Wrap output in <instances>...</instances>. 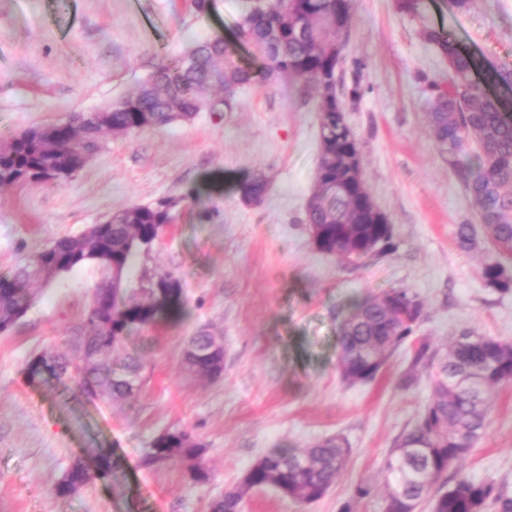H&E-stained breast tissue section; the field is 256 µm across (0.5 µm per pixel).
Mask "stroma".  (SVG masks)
Segmentation results:
<instances>
[{"mask_svg":"<svg viewBox=\"0 0 512 512\" xmlns=\"http://www.w3.org/2000/svg\"><path fill=\"white\" fill-rule=\"evenodd\" d=\"M423 19L395 0H354L339 72L359 85L346 119L361 148L362 177L393 227V245L358 265L318 251L304 222L320 153L319 98L295 79L243 89L231 112H200L188 122L105 136L102 149L60 186L0 187V275L10 274L62 237H77L120 210L160 198L174 220L137 260L181 286L180 318L134 329L115 357L140 364L124 400L83 394L74 382L29 383L30 355L69 350L100 281L84 265L30 287L25 315L0 333V512H209L213 498L237 490L268 448L303 450L341 437L350 457L328 493L300 505L270 488L245 495L242 512H384L382 464L394 439L427 403L428 380H398L413 341L446 354L461 329L512 342V290L488 287L485 242L455 241L478 221L427 122L426 79L445 81V60L421 35L449 32L494 64H512V0H425ZM241 0H0V145L32 127L62 122L128 93L160 59L190 38L232 37ZM267 179L260 205L239 185ZM406 289L424 305L412 342L371 382L340 374V327L359 301ZM224 343V374L189 375L190 336ZM188 432L210 479L193 482L189 464L152 468L153 440ZM111 452V480L92 479L68 497L56 485L76 458ZM493 483L512 496V384L496 393L490 425L459 470L441 476ZM372 487L358 498L359 483Z\"/></svg>","mask_w":512,"mask_h":512,"instance_id":"1","label":"stroma"}]
</instances>
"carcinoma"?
I'll list each match as a JSON object with an SVG mask.
<instances>
[{
    "instance_id": "1",
    "label": "carcinoma",
    "mask_w": 512,
    "mask_h": 512,
    "mask_svg": "<svg viewBox=\"0 0 512 512\" xmlns=\"http://www.w3.org/2000/svg\"><path fill=\"white\" fill-rule=\"evenodd\" d=\"M352 0H244L238 40L249 53L263 61L256 70L234 58V51L221 37L197 40L183 54L161 59L154 72L139 82L117 103L60 128L53 138L42 128H31L0 146V187L25 181L61 184L74 176L85 159L100 149L107 132L128 134L161 127L177 119H192L199 112L213 111L220 99L224 108L238 105L243 88L258 81L288 75L314 86L320 96V156L315 189L337 181L342 189L327 205L306 211V223L319 224L331 245L342 238L359 244L387 234L388 218L380 210L367 209L368 195L359 178L358 143L346 142L343 112L347 101L360 96L353 85L349 99L339 96L336 37L351 25ZM424 39L448 64V80L431 81L428 88L429 123L435 139L448 157L465 193L478 208L481 227L460 224L456 230L459 248L477 245L478 230L498 249L512 252V65H489L483 56L462 48L442 29L426 27ZM265 181L254 177L240 187L241 196L257 203L265 194ZM170 200L128 207L108 224H97L85 234L63 237L38 253L42 265L56 275L92 264L101 280L92 292L91 308L75 354L41 351L28 360L25 373L31 383L47 377L72 379L90 396L112 400L130 397L137 387L139 366L124 359L116 367L105 366L101 357L118 349L124 337L140 325L152 324L178 296L173 291L161 299H134L136 260L152 247L164 225L171 222ZM487 286L502 292L512 290V267L494 263L484 267ZM47 282L37 264L30 261L11 275L0 277V332L8 330L29 307V286ZM416 295L392 290L381 298L358 303L347 316L341 338L343 380L367 383L378 367L352 355L355 348L388 340L392 349L401 346L414 328L399 322L395 312L409 307ZM436 352L422 341L414 349L402 388L413 386L426 375L431 394L416 424L403 431L385 457L383 469L400 496L384 498L385 512H404L406 500L433 499V512H512V497L496 492L491 483L460 478L451 486H436L450 468L460 466L484 435L499 387L512 383V343L462 329L446 357L434 363ZM184 432L157 437L144 464L154 466L176 457L192 462L190 477L197 483L209 480L199 461L202 450L185 443ZM349 449L336 439H326L303 452L268 448L263 453L266 470L253 473V482L263 485L271 477L291 490L290 498L307 505L322 498L345 466ZM115 462L101 451L95 474L78 458L57 484L60 496H69L92 477L112 478ZM244 491H230L214 499L210 512H241Z\"/></svg>"
}]
</instances>
